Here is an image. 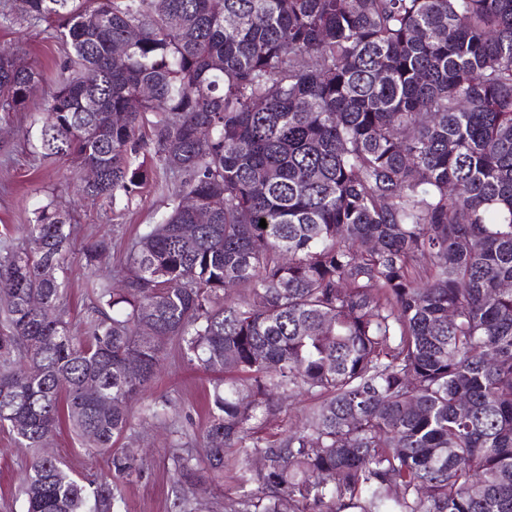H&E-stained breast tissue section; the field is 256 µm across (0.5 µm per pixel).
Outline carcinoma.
I'll return each mask as SVG.
<instances>
[{"label":"carcinoma","mask_w":512,"mask_h":512,"mask_svg":"<svg viewBox=\"0 0 512 512\" xmlns=\"http://www.w3.org/2000/svg\"><path fill=\"white\" fill-rule=\"evenodd\" d=\"M19 21L64 53L34 153L114 210L181 177L85 336L54 204L0 250V428L37 450L64 422L108 455L86 485L34 455L25 512H119L143 462L114 442L168 339L224 374L203 452L250 487L224 512H512V0H18ZM41 83L0 47V112ZM304 396L287 436L254 435ZM172 467L201 489L192 455Z\"/></svg>","instance_id":"obj_1"}]
</instances>
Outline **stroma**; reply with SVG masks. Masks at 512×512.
I'll use <instances>...</instances> for the list:
<instances>
[{"label": "stroma", "instance_id": "35a3bbf8", "mask_svg": "<svg viewBox=\"0 0 512 512\" xmlns=\"http://www.w3.org/2000/svg\"><path fill=\"white\" fill-rule=\"evenodd\" d=\"M0 45L17 47L25 63L42 74L44 86L56 81L63 53L41 29L24 23L0 27ZM43 107L44 99L38 95L26 109L0 118L5 131L0 137V244L25 246L33 211L50 201L77 225L75 247L61 278L67 290L66 319L72 332L82 336L97 288L118 281L128 249L169 211L172 192L146 186L118 213L105 200L77 199L71 161L35 158L25 138ZM100 237L107 238L112 249L98 267H87L83 249ZM214 379V373L183 358L177 342L168 344L161 374L132 405V429L116 442L117 447L145 459L142 474L118 486L126 512H178L181 491L172 480L171 456L179 447L199 448ZM44 452L63 459L80 477L107 468L106 457L82 448L65 426L53 435ZM31 456V449L0 428V512H24L19 483Z\"/></svg>", "mask_w": 512, "mask_h": 512}]
</instances>
